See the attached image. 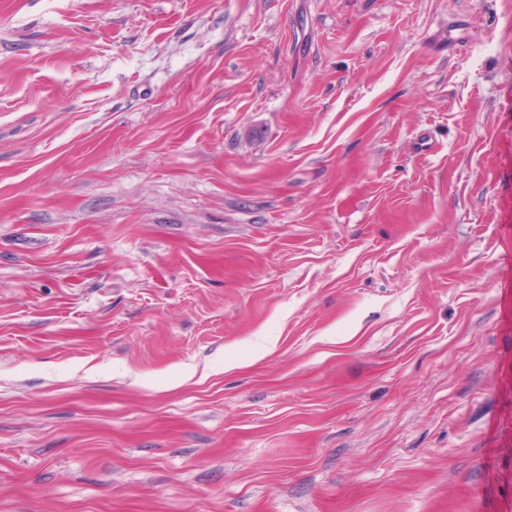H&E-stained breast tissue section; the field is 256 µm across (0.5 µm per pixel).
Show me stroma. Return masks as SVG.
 <instances>
[{"label":"stroma","instance_id":"stroma-1","mask_svg":"<svg viewBox=\"0 0 512 512\" xmlns=\"http://www.w3.org/2000/svg\"><path fill=\"white\" fill-rule=\"evenodd\" d=\"M0 512H512V0H0Z\"/></svg>","mask_w":512,"mask_h":512}]
</instances>
